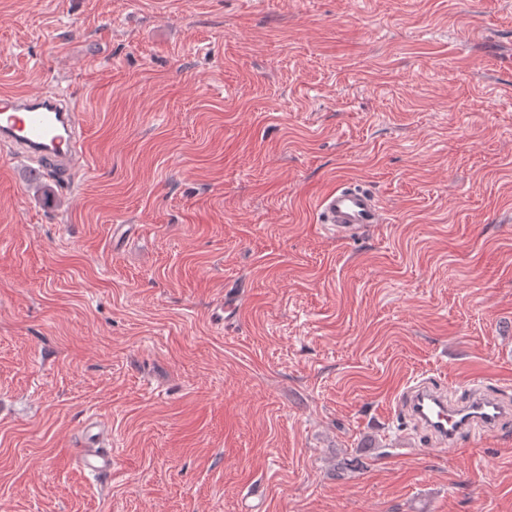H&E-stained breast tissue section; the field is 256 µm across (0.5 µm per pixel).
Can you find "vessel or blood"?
Segmentation results:
<instances>
[{"instance_id":"vessel-or-blood-1","label":"vessel or blood","mask_w":512,"mask_h":512,"mask_svg":"<svg viewBox=\"0 0 512 512\" xmlns=\"http://www.w3.org/2000/svg\"><path fill=\"white\" fill-rule=\"evenodd\" d=\"M0 143L30 163H43L62 175L73 172L86 154L79 112L67 97L55 93L1 92ZM317 207L322 224L344 240L383 221L375 197L349 182L322 196ZM397 403L441 447L460 445L477 431H495L512 418V405L488 393L479 376L470 379L468 395L457 401L449 400L432 382L416 379L399 392ZM106 440V430L88 422L75 450L77 463L103 483L112 478V451Z\"/></svg>"}]
</instances>
